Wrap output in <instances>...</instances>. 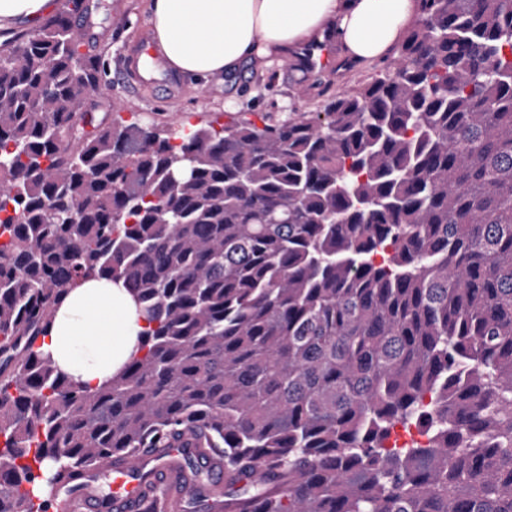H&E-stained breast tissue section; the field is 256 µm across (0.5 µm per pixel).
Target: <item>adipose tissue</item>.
Listing matches in <instances>:
<instances>
[{"label":"adipose tissue","instance_id":"adipose-tissue-1","mask_svg":"<svg viewBox=\"0 0 512 512\" xmlns=\"http://www.w3.org/2000/svg\"><path fill=\"white\" fill-rule=\"evenodd\" d=\"M148 12L167 63L205 79L267 66L326 29L352 60L372 65L400 43L416 0H149ZM145 327L125 288L89 278L65 296L40 349L69 381L99 388L138 353Z\"/></svg>","mask_w":512,"mask_h":512}]
</instances>
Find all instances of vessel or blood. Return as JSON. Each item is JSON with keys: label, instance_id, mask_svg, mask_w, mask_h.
<instances>
[{"label": "vessel or blood", "instance_id": "vessel-or-blood-1", "mask_svg": "<svg viewBox=\"0 0 512 512\" xmlns=\"http://www.w3.org/2000/svg\"><path fill=\"white\" fill-rule=\"evenodd\" d=\"M334 37L325 32L298 48L297 61L308 79L319 80L332 64ZM145 46L127 56L126 71L140 86L156 81L165 71L159 57H147ZM190 441L163 451L148 448L101 470L85 473L72 486H57L52 492V512H150L161 503L162 512H185L196 497H205L210 507H224V462L215 456L200 462L197 469L186 466L191 456ZM206 482H199V475Z\"/></svg>", "mask_w": 512, "mask_h": 512}]
</instances>
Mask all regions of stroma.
<instances>
[{"label": "stroma", "mask_w": 512, "mask_h": 512, "mask_svg": "<svg viewBox=\"0 0 512 512\" xmlns=\"http://www.w3.org/2000/svg\"><path fill=\"white\" fill-rule=\"evenodd\" d=\"M86 4L97 33L86 48L99 56L105 71L103 93L87 101L90 112L114 110L126 119L140 114L170 125L223 124L241 112L278 120L291 112L317 111L336 93L368 81L376 72L372 65H341L327 77L323 90L303 92L297 73L278 60L262 68L245 65L205 80L183 75L175 87L163 77L154 85L133 89L124 77L125 44L148 27V0H86Z\"/></svg>", "instance_id": "obj_1"}]
</instances>
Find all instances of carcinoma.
<instances>
[{"label": "carcinoma", "mask_w": 512, "mask_h": 512, "mask_svg": "<svg viewBox=\"0 0 512 512\" xmlns=\"http://www.w3.org/2000/svg\"><path fill=\"white\" fill-rule=\"evenodd\" d=\"M416 2L370 81L218 128L83 111L85 0L0 46V512L186 433L224 512H512V0ZM95 275L147 329L89 389L39 343Z\"/></svg>", "instance_id": "carcinoma-1"}]
</instances>
